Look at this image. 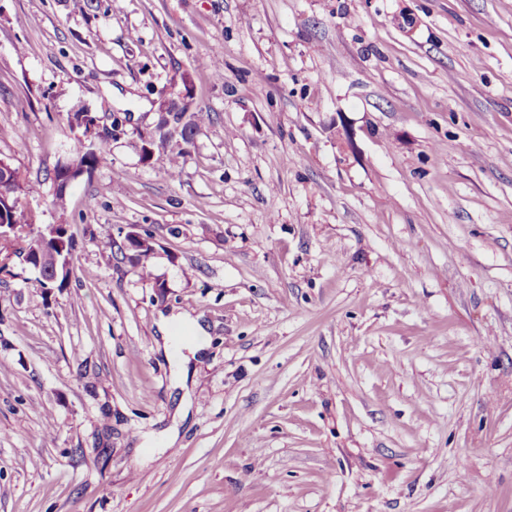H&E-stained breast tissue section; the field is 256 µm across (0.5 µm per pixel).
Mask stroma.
Returning a JSON list of instances; mask_svg holds the SVG:
<instances>
[{"label": "stroma", "instance_id": "stroma-1", "mask_svg": "<svg viewBox=\"0 0 512 512\" xmlns=\"http://www.w3.org/2000/svg\"><path fill=\"white\" fill-rule=\"evenodd\" d=\"M0 160L74 241L0 273V512H512V0H0ZM166 116L171 119L170 125L162 115L157 125L158 139L162 143L174 137L184 143H189L200 125L208 118V115L204 112L188 113L184 112V109L181 112H167ZM109 146V135H99L95 151H89L88 148L84 152L79 151L76 163L84 165L85 170L88 172V174H91V172L98 165L104 163L107 160V157L109 155ZM85 170L81 169L75 179L86 173Z\"/></svg>", "mask_w": 512, "mask_h": 512}]
</instances>
